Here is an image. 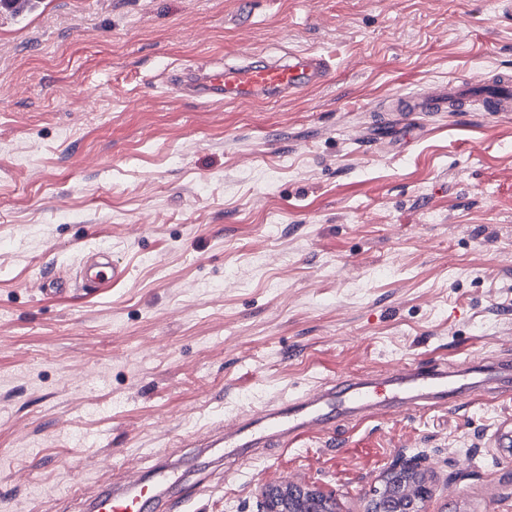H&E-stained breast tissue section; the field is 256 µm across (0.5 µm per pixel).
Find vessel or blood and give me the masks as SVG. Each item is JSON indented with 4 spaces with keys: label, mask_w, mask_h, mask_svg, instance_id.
<instances>
[{
    "label": "vessel or blood",
    "mask_w": 512,
    "mask_h": 512,
    "mask_svg": "<svg viewBox=\"0 0 512 512\" xmlns=\"http://www.w3.org/2000/svg\"><path fill=\"white\" fill-rule=\"evenodd\" d=\"M328 66L323 56L295 53L285 62L246 61L202 71L198 76L201 96L218 102L265 101L270 95H292L304 87L326 80ZM398 108L415 112H512V72L503 70L478 82L435 85L429 90L399 95ZM125 274L111 252H92L82 264L79 281L84 288H106ZM387 390L384 406H406L420 410L435 404L454 405L474 401L487 389L503 391L502 382H491L482 368L444 362H421L381 379ZM374 390L367 378L344 376L321 391L269 405L241 417L222 433H206L195 442L198 448L286 447L313 429L326 427L341 417L362 419L372 406ZM180 481L179 465L171 462L153 473L101 491L88 503V512H154L170 505Z\"/></svg>",
    "instance_id": "b4317fda"
}]
</instances>
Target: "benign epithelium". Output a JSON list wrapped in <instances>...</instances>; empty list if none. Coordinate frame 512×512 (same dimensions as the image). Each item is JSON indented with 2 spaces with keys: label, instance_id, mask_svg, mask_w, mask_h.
<instances>
[{
  "label": "benign epithelium",
  "instance_id": "benign-epithelium-1",
  "mask_svg": "<svg viewBox=\"0 0 512 512\" xmlns=\"http://www.w3.org/2000/svg\"><path fill=\"white\" fill-rule=\"evenodd\" d=\"M433 495L425 460L418 454L397 457L383 472L378 498L367 512H423V504ZM263 512H309L316 501L322 512H333L331 496L294 482H281L261 490Z\"/></svg>",
  "mask_w": 512,
  "mask_h": 512
}]
</instances>
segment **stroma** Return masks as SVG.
<instances>
[{
    "label": "stroma",
    "mask_w": 512,
    "mask_h": 512,
    "mask_svg": "<svg viewBox=\"0 0 512 512\" xmlns=\"http://www.w3.org/2000/svg\"><path fill=\"white\" fill-rule=\"evenodd\" d=\"M0 9V512H85L193 435L431 356L512 357V115L392 94L512 67L499 0H21ZM324 55L318 87L218 104L174 72ZM107 249L110 288L52 297ZM512 400L374 412L193 470L196 512L283 481L365 512L422 454L427 512H512Z\"/></svg>",
    "instance_id": "stroma-1"
}]
</instances>
